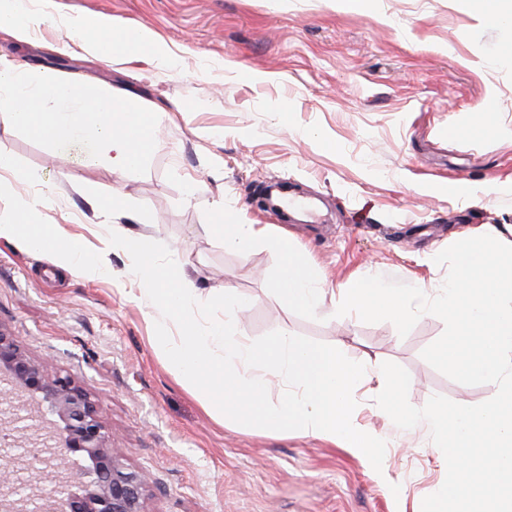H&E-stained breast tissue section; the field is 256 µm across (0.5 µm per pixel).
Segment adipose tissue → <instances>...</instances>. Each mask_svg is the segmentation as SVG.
Segmentation results:
<instances>
[{
	"instance_id": "obj_1",
	"label": "adipose tissue",
	"mask_w": 512,
	"mask_h": 512,
	"mask_svg": "<svg viewBox=\"0 0 512 512\" xmlns=\"http://www.w3.org/2000/svg\"><path fill=\"white\" fill-rule=\"evenodd\" d=\"M53 10L54 0H0V31L9 33L19 42H30ZM65 24L85 51L104 59L138 48L150 49L164 61L169 58L167 48L145 26L132 28L90 15L67 17ZM269 245L285 258L278 286L287 296L289 305L318 312L327 295L322 281L309 271L302 255L290 249L286 239H272Z\"/></svg>"
}]
</instances>
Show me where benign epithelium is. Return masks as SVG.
Wrapping results in <instances>:
<instances>
[{
	"label": "benign epithelium",
	"instance_id": "7a95c632",
	"mask_svg": "<svg viewBox=\"0 0 512 512\" xmlns=\"http://www.w3.org/2000/svg\"><path fill=\"white\" fill-rule=\"evenodd\" d=\"M21 390L48 404L59 418L50 433L33 443V452L17 454L0 446V458L38 468L51 477L62 471L78 476L80 492L66 485L21 493L24 483L0 481V512H149L148 490L142 476L125 464L109 444L108 435L90 393L70 376L51 372L48 364L31 358L20 342L0 327V398Z\"/></svg>",
	"mask_w": 512,
	"mask_h": 512
}]
</instances>
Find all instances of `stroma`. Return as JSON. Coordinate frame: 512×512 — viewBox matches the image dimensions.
Listing matches in <instances>:
<instances>
[{
  "instance_id": "obj_1",
  "label": "stroma",
  "mask_w": 512,
  "mask_h": 512,
  "mask_svg": "<svg viewBox=\"0 0 512 512\" xmlns=\"http://www.w3.org/2000/svg\"><path fill=\"white\" fill-rule=\"evenodd\" d=\"M485 0H55L54 16L20 44L0 32V60L105 91L130 90L158 116L145 174L87 164L0 124V153L40 182L39 214L91 250L102 248L121 194L138 239L178 250L203 291L245 298L248 340L279 330L338 348L368 365L355 391L358 423L386 442L382 471L353 449L294 431H259L209 412L154 342L131 258L111 252L93 280L48 255L0 239V327L34 358L96 400L112 447L143 475L149 512H421L446 465L426 427L399 429L375 403L393 362L408 398L462 405L496 385L467 386L422 350L443 332L423 315L407 336L393 324L337 316L346 288L369 275L413 286L443 283L435 256L512 225V25L483 22ZM98 14L151 28L171 52L105 60L77 47L66 16ZM54 44L68 52H51ZM465 178L469 193L453 192ZM283 181L321 201L318 224H290L258 202ZM212 225L203 233L202 225ZM225 224L254 225L248 254L224 246ZM304 253L332 295L313 314L289 307L284 266L268 238Z\"/></svg>"
}]
</instances>
